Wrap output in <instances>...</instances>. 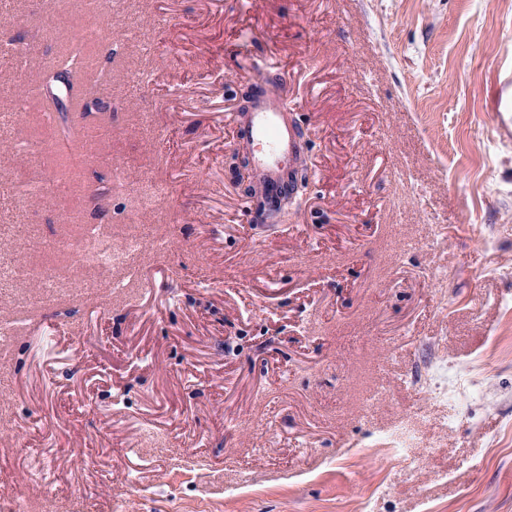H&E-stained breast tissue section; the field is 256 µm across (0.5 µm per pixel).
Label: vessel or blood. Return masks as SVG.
I'll list each match as a JSON object with an SVG mask.
<instances>
[{"mask_svg": "<svg viewBox=\"0 0 512 512\" xmlns=\"http://www.w3.org/2000/svg\"><path fill=\"white\" fill-rule=\"evenodd\" d=\"M492 82V129L498 143L511 149L512 67H499ZM287 97V88H280L259 99L242 119V129L253 145L252 175L272 192L280 189L285 168L298 162L304 153L301 129L284 110Z\"/></svg>", "mask_w": 512, "mask_h": 512, "instance_id": "1", "label": "vessel or blood"}]
</instances>
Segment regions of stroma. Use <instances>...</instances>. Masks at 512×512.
<instances>
[{
  "instance_id": "35a3bbf8",
  "label": "stroma",
  "mask_w": 512,
  "mask_h": 512,
  "mask_svg": "<svg viewBox=\"0 0 512 512\" xmlns=\"http://www.w3.org/2000/svg\"><path fill=\"white\" fill-rule=\"evenodd\" d=\"M111 23L105 136L1 155L17 185L71 172L76 223L0 193L45 243L108 224L164 237L124 288L44 305L0 360V470L37 512H512V152L485 91L512 0H0L35 82ZM306 142L284 224L225 166L252 61ZM105 200H98L100 192ZM452 363L480 400L428 395ZM468 413L456 429L448 417ZM26 425L24 439L4 432ZM407 437L408 472L388 438Z\"/></svg>"
}]
</instances>
